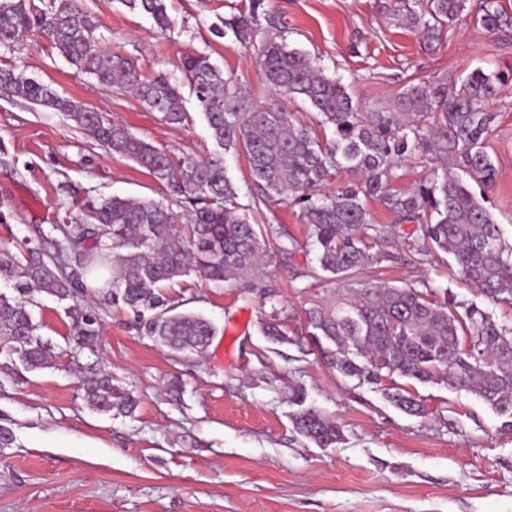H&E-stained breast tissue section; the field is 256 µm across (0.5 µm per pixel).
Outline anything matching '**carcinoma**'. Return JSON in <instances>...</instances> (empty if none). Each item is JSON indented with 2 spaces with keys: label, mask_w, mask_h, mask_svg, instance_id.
I'll return each instance as SVG.
<instances>
[{
  "label": "carcinoma",
  "mask_w": 512,
  "mask_h": 512,
  "mask_svg": "<svg viewBox=\"0 0 512 512\" xmlns=\"http://www.w3.org/2000/svg\"><path fill=\"white\" fill-rule=\"evenodd\" d=\"M150 16L158 28L170 27L164 0H120ZM468 0H380V8L418 34L426 51L457 23ZM479 21L490 33L512 27L495 0H483ZM53 21L49 33L59 53L76 68L120 91H132L172 125L190 119L181 83L165 73L143 79L134 64L106 53L96 26L77 0H49L34 13L27 0H0V47L10 48L35 23ZM224 27L244 48L257 46L262 81L272 93H286L308 104L317 127L280 106L262 105L251 89L215 66L206 55H185L177 64L195 95L218 151L177 160L136 135L121 131L82 103L64 98L48 85L12 69H0V88L32 105L61 112L75 127L89 131L112 155L133 161L174 189L175 205L104 198L89 206L88 224H53L23 245H0V373L16 382L25 373L57 366V359L82 350L95 352L101 319L93 298L101 297L133 314L139 332L176 354L203 352L216 334L213 322L181 310L184 301L167 288L195 275L214 283L254 287L270 261L288 262L297 241L280 224H256L260 206L291 195L300 221L309 225L317 247V267L299 272L318 282L354 280L366 269L392 259L400 227L415 225L412 249H438L455 260L459 273L484 300L512 307V247L486 206L484 194L443 168L434 178L403 190L392 185L408 159L435 156L489 189L498 168L488 152L497 113L489 103L512 84V74L477 68L460 88L429 80L409 82L390 103L367 111L354 103L340 78H329L308 56L289 48L265 8L250 0L246 13ZM329 131L322 140L318 131ZM246 157L254 191L246 205L227 176L224 157ZM355 177L323 190L333 173ZM393 215L390 224L374 221L368 199ZM36 293L64 307L75 346L55 351L44 339L33 312ZM413 285L390 286L369 280L346 297L317 301L306 311L308 337L323 361L344 377L376 383L382 372L421 383L440 379L467 390L489 405L512 430V323L503 324L477 302L455 313L454 298H431ZM262 333L277 342L287 333L276 313L262 321ZM82 385L98 412L130 416L138 399L112 384L98 364L83 368ZM388 400L407 414H426L424 400L397 387ZM297 407L295 430L321 448L342 440L336 422L305 405L297 387L288 396Z\"/></svg>",
  "instance_id": "carcinoma-1"
}]
</instances>
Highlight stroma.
Masks as SVG:
<instances>
[{
    "label": "stroma",
    "mask_w": 512,
    "mask_h": 512,
    "mask_svg": "<svg viewBox=\"0 0 512 512\" xmlns=\"http://www.w3.org/2000/svg\"><path fill=\"white\" fill-rule=\"evenodd\" d=\"M250 0H165L172 22L158 29L120 0H78L105 48L135 62L142 76L177 75L182 54H203L224 73L271 99L257 54L224 29ZM450 26L440 49L423 52L415 34L382 14L377 0H268L289 47L304 52L326 76L342 78L359 105L387 104L408 81L442 79L450 89L475 68L512 70V28L492 34L476 19ZM12 68L100 112L116 127L173 158L203 156L215 145L200 113L183 126L166 124L133 94L101 85L70 65L40 30L0 48ZM498 117L488 141L499 176L488 207L512 244V89L490 105ZM109 196L171 202V191L143 168L113 156L62 113L35 108L0 91V241L34 237L36 229L80 224L88 203ZM256 218L280 224L299 246L290 262L268 267L264 281L275 306L235 285L194 276L171 293L217 328L199 355H177L138 333L131 315L99 305L97 352L78 364L28 373L24 382L0 375V411L14 443L0 448V512H512V431L474 394L443 382L399 376L371 384L330 371L307 334L304 310L330 288H312L304 268L316 251L297 209L283 200ZM377 268L378 281L428 284L436 295L468 303L475 292L451 255L420 254L399 245ZM41 335L67 348L62 304L37 295ZM288 322L286 342L269 340L261 320L272 308ZM99 362L120 390L138 396L131 417L92 410L81 387V365ZM180 399L169 395L172 377ZM333 418L343 437L321 448L292 423L291 388ZM401 386L417 392L428 414L404 413L386 397Z\"/></svg>",
    "instance_id": "obj_1"
}]
</instances>
